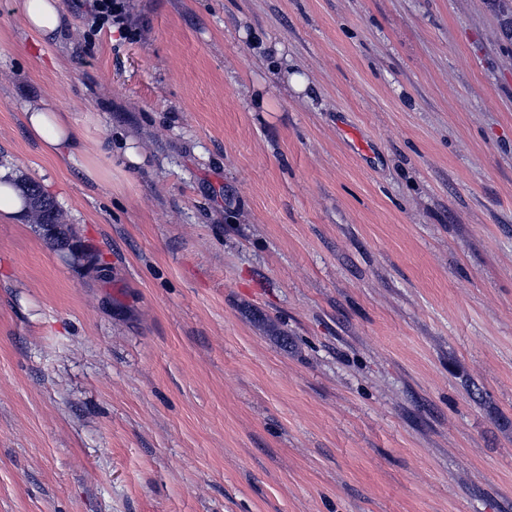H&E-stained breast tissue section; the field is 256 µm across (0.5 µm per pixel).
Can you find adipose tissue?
<instances>
[{"label": "adipose tissue", "mask_w": 512, "mask_h": 512, "mask_svg": "<svg viewBox=\"0 0 512 512\" xmlns=\"http://www.w3.org/2000/svg\"><path fill=\"white\" fill-rule=\"evenodd\" d=\"M25 27L45 39L58 38L63 25L60 0H22ZM30 135L47 156L77 162L80 176L102 185L112 181V171L104 165L112 157V140L92 136L97 125L94 113L74 120L69 112L53 104L28 107L24 113Z\"/></svg>", "instance_id": "adipose-tissue-1"}]
</instances>
